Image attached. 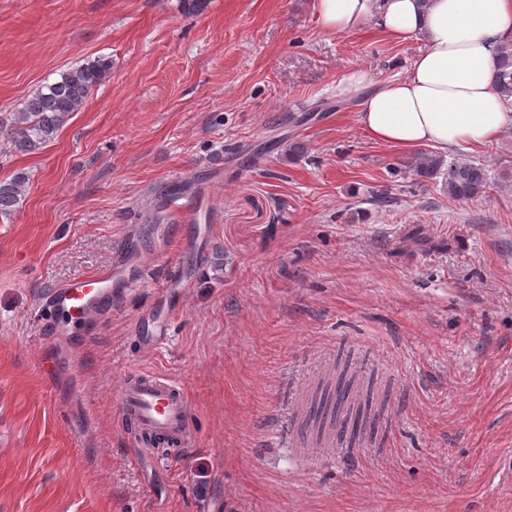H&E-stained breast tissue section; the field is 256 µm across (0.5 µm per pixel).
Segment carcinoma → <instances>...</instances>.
I'll list each match as a JSON object with an SVG mask.
<instances>
[{
  "label": "carcinoma",
  "instance_id": "1",
  "mask_svg": "<svg viewBox=\"0 0 512 512\" xmlns=\"http://www.w3.org/2000/svg\"><path fill=\"white\" fill-rule=\"evenodd\" d=\"M112 60L107 57L87 59L83 64L61 72L51 83L34 89L10 113V123L0 125L3 153L31 155L53 142L66 122L85 105L91 92L107 78ZM497 79L503 97L512 98V46L505 47L496 63ZM412 175L422 180L444 178L448 196L455 200L471 199L488 187L484 166L466 161L445 164L437 152L420 151L408 165ZM29 176L16 172L0 179V218L9 220L23 206ZM353 390L362 400L349 409L348 418L360 426L358 434L373 439L377 412L372 382L361 381L349 362L336 368V374L320 381L307 396L301 409L302 425L307 428L315 446L324 448L341 424L344 396Z\"/></svg>",
  "mask_w": 512,
  "mask_h": 512
}]
</instances>
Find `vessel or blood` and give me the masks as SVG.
I'll return each instance as SVG.
<instances>
[{
  "mask_svg": "<svg viewBox=\"0 0 512 512\" xmlns=\"http://www.w3.org/2000/svg\"><path fill=\"white\" fill-rule=\"evenodd\" d=\"M134 253V238L120 234L108 269L52 288L41 302L44 327L72 351L86 348L91 331L111 315L113 300L138 286ZM116 409L129 434L144 439L162 437L182 449L196 443L185 393L168 375L150 371L127 374Z\"/></svg>",
  "mask_w": 512,
  "mask_h": 512,
  "instance_id": "1",
  "label": "vessel or blood"
}]
</instances>
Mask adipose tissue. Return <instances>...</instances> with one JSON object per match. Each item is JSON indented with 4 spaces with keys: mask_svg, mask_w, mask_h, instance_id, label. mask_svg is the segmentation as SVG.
<instances>
[{
    "mask_svg": "<svg viewBox=\"0 0 512 512\" xmlns=\"http://www.w3.org/2000/svg\"><path fill=\"white\" fill-rule=\"evenodd\" d=\"M316 11L337 33L372 21L390 39L420 43L402 76L372 89L353 68L336 85L337 96L360 97L358 122L372 140L473 150L512 126L495 69L512 44V0H316Z\"/></svg>",
    "mask_w": 512,
    "mask_h": 512,
    "instance_id": "ef3b65f1",
    "label": "adipose tissue"
}]
</instances>
